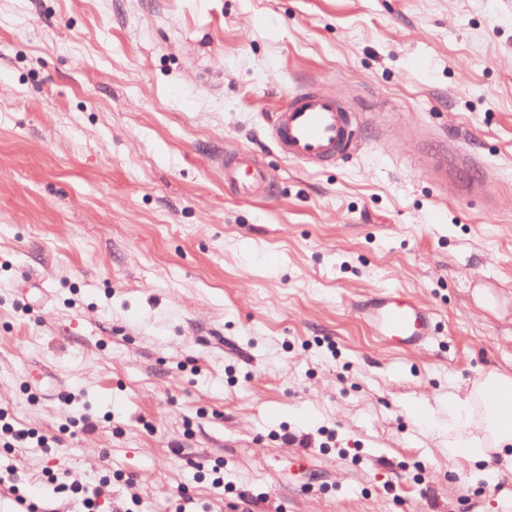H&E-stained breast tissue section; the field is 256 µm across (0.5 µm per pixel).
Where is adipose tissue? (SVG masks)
<instances>
[{
    "label": "adipose tissue",
    "instance_id": "adipose-tissue-1",
    "mask_svg": "<svg viewBox=\"0 0 512 512\" xmlns=\"http://www.w3.org/2000/svg\"><path fill=\"white\" fill-rule=\"evenodd\" d=\"M512 392V376L489 368L470 386L448 390V455L467 464L492 466L512 476V419L504 417L491 390Z\"/></svg>",
    "mask_w": 512,
    "mask_h": 512
}]
</instances>
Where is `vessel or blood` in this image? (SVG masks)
Wrapping results in <instances>:
<instances>
[{"label":"vessel or blood","instance_id":"1","mask_svg":"<svg viewBox=\"0 0 512 512\" xmlns=\"http://www.w3.org/2000/svg\"><path fill=\"white\" fill-rule=\"evenodd\" d=\"M363 131L361 113L348 110L335 96L314 89L287 94L276 115L271 139L277 151L308 169H320L343 161L355 152ZM467 156L441 155L428 160L432 181L447 188ZM224 189L243 200L270 198L277 181L270 168L252 151L232 148L224 153ZM362 322L380 341L408 349L430 344L437 325L433 312L397 288L374 290L356 308Z\"/></svg>","mask_w":512,"mask_h":512}]
</instances>
